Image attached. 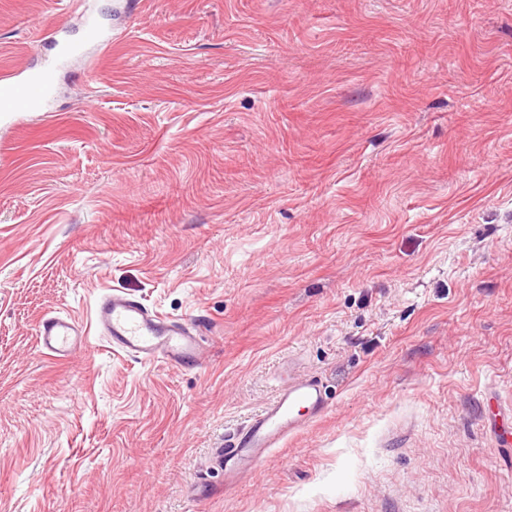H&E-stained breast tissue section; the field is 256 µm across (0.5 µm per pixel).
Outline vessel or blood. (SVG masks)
I'll return each mask as SVG.
<instances>
[{
	"label": "vessel or blood",
	"mask_w": 512,
	"mask_h": 512,
	"mask_svg": "<svg viewBox=\"0 0 512 512\" xmlns=\"http://www.w3.org/2000/svg\"><path fill=\"white\" fill-rule=\"evenodd\" d=\"M56 69L44 67L19 81L0 82V114L33 112L47 103ZM100 338L111 349L144 362L164 360L173 366L196 364L200 357L197 330L184 321L149 314L136 300L117 293L100 297L94 312ZM89 342V333L70 317L51 315L38 329L37 345L47 355L62 359ZM325 399L319 383L297 378L277 395L246 429L226 445L224 472L236 478L262 458L281 438L303 428L309 416L319 414Z\"/></svg>",
	"instance_id": "obj_1"
}]
</instances>
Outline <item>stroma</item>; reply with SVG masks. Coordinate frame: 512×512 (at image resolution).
<instances>
[{"label":"stroma","instance_id":"stroma-1","mask_svg":"<svg viewBox=\"0 0 512 512\" xmlns=\"http://www.w3.org/2000/svg\"><path fill=\"white\" fill-rule=\"evenodd\" d=\"M67 2L0 0V64ZM89 6L112 45L0 116V512H512V0ZM114 289L201 361L37 350ZM299 374L325 410L225 483Z\"/></svg>","mask_w":512,"mask_h":512}]
</instances>
